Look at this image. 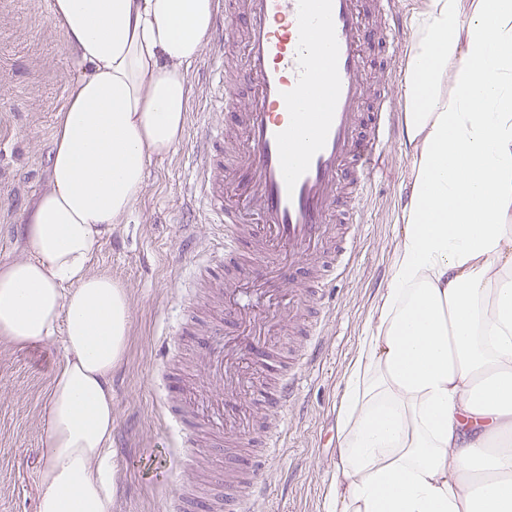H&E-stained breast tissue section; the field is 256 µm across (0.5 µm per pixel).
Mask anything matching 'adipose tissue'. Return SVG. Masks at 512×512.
I'll return each instance as SVG.
<instances>
[{
	"mask_svg": "<svg viewBox=\"0 0 512 512\" xmlns=\"http://www.w3.org/2000/svg\"><path fill=\"white\" fill-rule=\"evenodd\" d=\"M219 6L52 0L87 72L57 114L32 254L0 265V343L63 338L37 512H108L131 306L89 262L183 141ZM403 99V228L345 380L326 512H512V0H424Z\"/></svg>",
	"mask_w": 512,
	"mask_h": 512,
	"instance_id": "ef3b65f1",
	"label": "adipose tissue"
}]
</instances>
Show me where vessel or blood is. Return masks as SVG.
Masks as SVG:
<instances>
[{
	"label": "vessel or blood",
	"mask_w": 512,
	"mask_h": 512,
	"mask_svg": "<svg viewBox=\"0 0 512 512\" xmlns=\"http://www.w3.org/2000/svg\"><path fill=\"white\" fill-rule=\"evenodd\" d=\"M405 0H228L216 22L219 41H240L236 61L251 83L246 97L226 86V60L211 69L212 118L198 124L191 195L210 223L224 227V260L236 275L219 288L224 323L233 332L218 345L202 342L204 387L180 390L169 404L193 433L209 431L226 459L224 512H243L266 498L264 477L279 432L243 448L224 439L241 404L274 414L300 398L303 372L319 357L327 309L321 300L355 254L343 225L362 224L371 177L392 143L391 84L370 90L363 78L374 62L390 68L404 35ZM273 299L270 308L239 304L244 286ZM303 328L305 345L268 382L241 369L250 350L278 358L277 341L259 328L269 313Z\"/></svg>",
	"instance_id": "obj_1"
}]
</instances>
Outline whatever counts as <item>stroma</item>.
<instances>
[{"instance_id": "1", "label": "stroma", "mask_w": 512, "mask_h": 512, "mask_svg": "<svg viewBox=\"0 0 512 512\" xmlns=\"http://www.w3.org/2000/svg\"><path fill=\"white\" fill-rule=\"evenodd\" d=\"M50 2L0 0V227L13 228L0 235V265L30 254L23 215L45 185L56 116L80 72L50 19ZM215 50L207 43L188 68L193 122L211 95ZM194 146L190 130L175 153L150 162L132 213L90 262L124 284L132 309L127 352L112 376L109 512H167L170 498L192 486L214 504L224 495L223 458L202 444L183 465L180 438L162 415L180 357L197 346V331L177 328L182 311L196 309L199 329L224 317L223 304L203 298L207 281L223 279V258L195 261L222 230L190 199ZM410 168L407 148L395 139L374 178L355 259L330 295L323 357L309 369L299 404L280 420L284 444L265 470L269 496L248 512H325L345 379L390 276ZM61 361L57 339L23 349L0 343V512H36L43 412Z\"/></svg>"}]
</instances>
